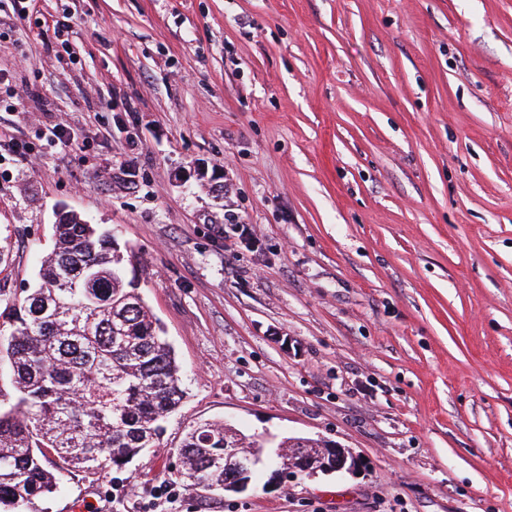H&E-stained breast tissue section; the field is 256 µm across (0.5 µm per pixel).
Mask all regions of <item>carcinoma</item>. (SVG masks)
<instances>
[{
	"mask_svg": "<svg viewBox=\"0 0 512 512\" xmlns=\"http://www.w3.org/2000/svg\"><path fill=\"white\" fill-rule=\"evenodd\" d=\"M39 283L6 299L12 330L0 336L11 375L0 406V512H38L74 469L121 470L160 445L163 422L181 404V367L165 330L132 282L114 236L67 212ZM264 452L254 435L205 421L186 432L180 481L243 492L252 480L224 469V439ZM281 448H323L286 437Z\"/></svg>",
	"mask_w": 512,
	"mask_h": 512,
	"instance_id": "obj_1",
	"label": "carcinoma"
}]
</instances>
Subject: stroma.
<instances>
[{
  "mask_svg": "<svg viewBox=\"0 0 512 512\" xmlns=\"http://www.w3.org/2000/svg\"><path fill=\"white\" fill-rule=\"evenodd\" d=\"M62 206L186 398L41 512H512V0H0V296ZM221 418L359 467L187 489Z\"/></svg>",
  "mask_w": 512,
  "mask_h": 512,
  "instance_id": "35a3bbf8",
  "label": "stroma"
}]
</instances>
